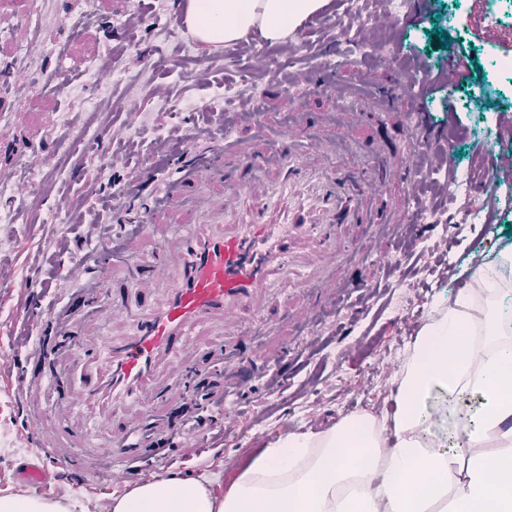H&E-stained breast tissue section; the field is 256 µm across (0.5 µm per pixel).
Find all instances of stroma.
<instances>
[{
  "label": "stroma",
  "instance_id": "35a3bbf8",
  "mask_svg": "<svg viewBox=\"0 0 512 512\" xmlns=\"http://www.w3.org/2000/svg\"><path fill=\"white\" fill-rule=\"evenodd\" d=\"M388 8L389 0H329L314 27L299 26L284 44L258 36L244 49L214 50L188 35L175 0H36L46 43L62 39L75 17L86 34L65 41L64 64L42 51L14 69L15 48L30 34L16 22L14 0H0V210L16 214L0 223L1 491L25 492L16 473L38 446L21 422L48 414L22 398L23 382L40 376L24 358L23 325L48 330L65 306L86 314L66 295L76 260L145 220L163 183L215 154L225 128L247 143L279 142L296 119L321 129L341 103L395 94L397 111L366 112L362 132L409 168L386 199L414 212L413 221L372 224L367 239L342 243L335 307L291 312L280 335L247 339L231 416L209 418L200 448L176 441L157 449L142 438L139 477H204L221 494L283 431L320 430L368 409L391 414L403 351L433 303L465 288L467 269L490 248L512 244V174L486 166L489 153L512 151V129L501 124L512 112V74L497 68L512 62V36L483 35L475 0L406 4L387 27L365 29ZM104 44L116 49L111 66L85 80L86 60ZM462 49L475 64L453 93H422L428 73H442ZM222 88L234 94L219 102ZM101 128L107 137L94 139ZM457 169L470 177L458 201L437 191ZM138 170L142 179L132 181ZM58 210L65 223L46 222ZM471 210L483 223H462ZM78 318L69 327L75 338ZM124 490L105 461L86 479L77 466L61 469L40 494L71 512H108Z\"/></svg>",
  "mask_w": 512,
  "mask_h": 512
}]
</instances>
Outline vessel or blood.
I'll list each match as a JSON object with an SVG mask.
<instances>
[{"label":"vessel or blood","mask_w":512,"mask_h":512,"mask_svg":"<svg viewBox=\"0 0 512 512\" xmlns=\"http://www.w3.org/2000/svg\"><path fill=\"white\" fill-rule=\"evenodd\" d=\"M407 175L377 147L358 162L314 131L291 146L225 137L209 165L166 182L128 242L85 274L86 331L59 345L42 378L69 388L66 448H44L41 422L27 417L42 449L19 478L41 488L86 448L113 460L114 480L134 476L127 441L141 421L167 434L159 411L190 393L196 362L232 366L241 340L279 334L272 308L297 307L315 288L334 302L343 233L393 223L374 203Z\"/></svg>","instance_id":"obj_1"}]
</instances>
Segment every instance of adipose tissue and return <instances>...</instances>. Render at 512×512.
<instances>
[{
	"label": "adipose tissue",
	"mask_w": 512,
	"mask_h": 512,
	"mask_svg": "<svg viewBox=\"0 0 512 512\" xmlns=\"http://www.w3.org/2000/svg\"><path fill=\"white\" fill-rule=\"evenodd\" d=\"M328 0H180L201 45L285 41ZM512 248L493 250L436 306L394 379L391 416H356L266 442L224 494L169 473L131 485L110 512H512ZM461 403L455 444L433 432L436 396Z\"/></svg>",
	"instance_id": "obj_1"
}]
</instances>
